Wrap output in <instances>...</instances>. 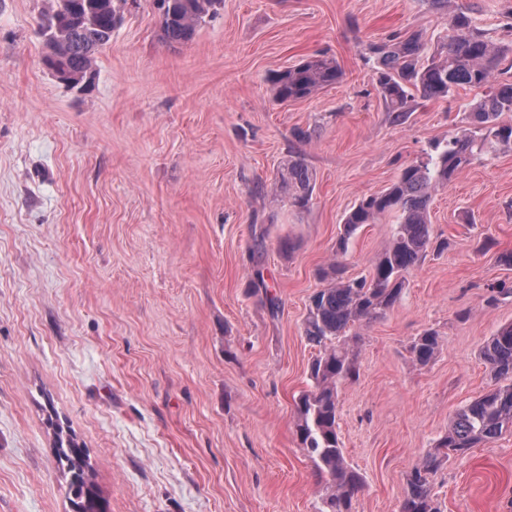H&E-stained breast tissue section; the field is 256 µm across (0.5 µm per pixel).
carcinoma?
<instances>
[{"instance_id":"carcinoma-1","label":"carcinoma","mask_w":512,"mask_h":512,"mask_svg":"<svg viewBox=\"0 0 512 512\" xmlns=\"http://www.w3.org/2000/svg\"><path fill=\"white\" fill-rule=\"evenodd\" d=\"M438 10H450L451 33L433 51L424 54L421 37L394 35L370 47L376 83L389 111L401 120L409 112L413 93L427 99H445L459 87L483 90L469 112V127L430 145L425 159L401 170L384 191L362 198L345 216L336 242V253L346 254L351 237L361 226L390 217L396 224L391 240L373 263L368 278L349 280L339 264L321 272L327 287L310 300L303 332L318 349L310 364L311 388L296 401V431L315 475L325 482L319 512H351L352 500L363 478L347 462L337 433V385L358 377L354 347L360 334L355 328L384 318L400 299L405 274L418 266L433 248L429 204L434 193L448 186L473 160L512 146V123L500 117L512 113V82L499 81L502 65L512 55V45L494 42L479 28L472 10L450 8L453 0H430ZM219 0H154L159 35L168 45L188 42L196 28L214 17ZM129 0H53L41 23L50 39L51 53L45 67L60 80L93 72L97 54L112 43V33L125 22ZM343 72L327 57L307 58L270 82L274 99L285 103L307 98L341 81ZM274 186L292 207H308L314 178L300 152L277 171ZM440 336L426 329L410 346L419 365L438 353ZM493 385L460 408L448 433L415 465L402 491L400 512H440L432 493L431 478L451 457L481 443L491 442L512 428V323L490 336L480 349ZM59 447L68 465V493L74 512H104L99 499L86 493L85 472L76 468L70 449Z\"/></svg>"}]
</instances>
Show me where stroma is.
<instances>
[{
  "mask_svg": "<svg viewBox=\"0 0 512 512\" xmlns=\"http://www.w3.org/2000/svg\"><path fill=\"white\" fill-rule=\"evenodd\" d=\"M512 41V0H469ZM45 0H0V512H72L55 448L83 445L105 512H318L321 485L295 430L315 354L303 332L322 267L366 277L389 219L345 215L465 126L478 89L413 98L395 121L370 45L448 13L429 0H221L185 44L159 38L140 0L100 54L91 89L43 67ZM342 80L285 104L267 81L299 60ZM308 209L274 199L295 152ZM447 242L362 326L359 376L341 382L339 439L363 477L352 512H400L407 474L491 381L478 353L512 323V149L466 167L430 204ZM262 272L279 300L252 289ZM466 318H459V311ZM433 361L409 352L425 329ZM441 512H512V432L432 479ZM440 336L433 329H426L418 336L410 346L412 359L419 365H427L438 353Z\"/></svg>",
  "mask_w": 512,
  "mask_h": 512,
  "instance_id": "stroma-1",
  "label": "stroma"
}]
</instances>
